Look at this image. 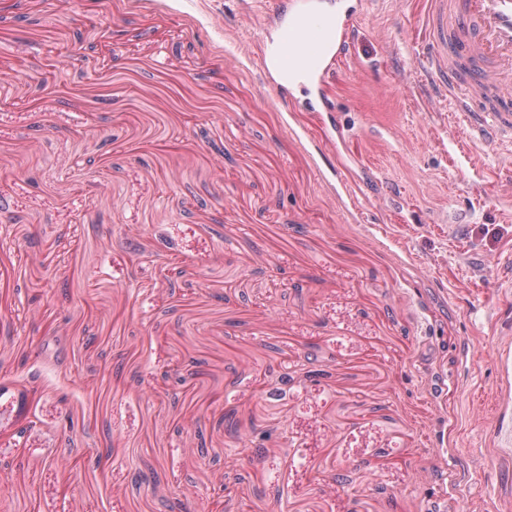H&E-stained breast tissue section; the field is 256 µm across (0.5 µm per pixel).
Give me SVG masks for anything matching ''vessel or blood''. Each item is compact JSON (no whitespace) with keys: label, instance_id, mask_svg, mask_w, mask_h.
I'll return each mask as SVG.
<instances>
[{"label":"vessel or blood","instance_id":"vessel-or-blood-1","mask_svg":"<svg viewBox=\"0 0 512 512\" xmlns=\"http://www.w3.org/2000/svg\"><path fill=\"white\" fill-rule=\"evenodd\" d=\"M270 24L283 38L275 62H263L266 85L279 88L293 55H305L311 73L327 80L355 39L353 23L323 34L314 12L278 8ZM422 46L415 69L430 78L438 103L462 130L460 152L480 145L512 152V0H426L418 19Z\"/></svg>","mask_w":512,"mask_h":512}]
</instances>
